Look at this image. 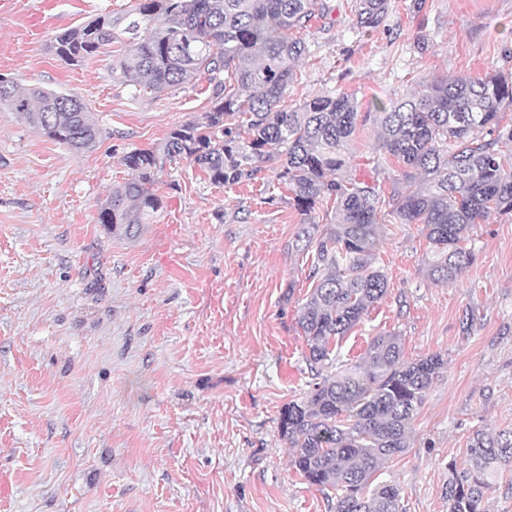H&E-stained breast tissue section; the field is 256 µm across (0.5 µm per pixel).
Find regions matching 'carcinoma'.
<instances>
[{"label": "carcinoma", "instance_id": "cac0c4a2", "mask_svg": "<svg viewBox=\"0 0 512 512\" xmlns=\"http://www.w3.org/2000/svg\"><path fill=\"white\" fill-rule=\"evenodd\" d=\"M389 0H354L356 25L379 26ZM315 0H141L127 14L129 49L112 72L146 92L191 82H215L212 108L172 130L161 148L123 156L126 181L101 203L98 221L133 237L162 207L153 191L166 162L187 159L214 184L254 180L264 164L304 216L332 200L330 221L303 222L291 249H314L298 325L311 375L303 396L285 404L280 438L290 463L310 486L336 491L331 512H403L401 490L378 481L385 461L408 448V434L426 392L445 367L430 355L402 357L395 333L371 338L364 356L348 363L334 346L388 293L378 244L385 218L420 224L433 256L434 282L453 283L473 262L460 246L471 225L492 212L512 214V77L437 78L383 109L374 149L399 166L390 195L376 180L348 172L346 151L358 105L339 90L298 107H281L307 52L298 33L316 17ZM112 16H100L55 38L56 56L79 66L115 39ZM75 152L93 150L99 127L77 96L24 90L0 78V104ZM467 467L448 465L449 512H487L485 501L512 465V429L476 430L467 441Z\"/></svg>", "mask_w": 512, "mask_h": 512}]
</instances>
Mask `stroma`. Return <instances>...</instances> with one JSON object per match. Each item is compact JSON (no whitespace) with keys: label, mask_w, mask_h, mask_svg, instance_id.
<instances>
[{"label":"stroma","mask_w":512,"mask_h":512,"mask_svg":"<svg viewBox=\"0 0 512 512\" xmlns=\"http://www.w3.org/2000/svg\"><path fill=\"white\" fill-rule=\"evenodd\" d=\"M306 56L282 102L343 90L358 103L351 173L377 169L382 108L433 77L512 74V0H391L375 28L354 0H319ZM138 0H9L0 77L78 95L102 134L77 153L0 105V512H329L290 465L279 413L307 389L297 308L312 256L290 251L303 222L274 163L233 188L189 161L166 164L161 209L133 239L98 222L125 154L161 146L210 110L214 85L140 94L113 74L126 35L83 65L55 37ZM388 294L339 343L356 361L379 333L405 360L441 355L405 453L382 480L406 512H448L449 463L477 429L512 427V215L473 225L474 262L430 276L418 224H384Z\"/></svg>","instance_id":"obj_1"}]
</instances>
